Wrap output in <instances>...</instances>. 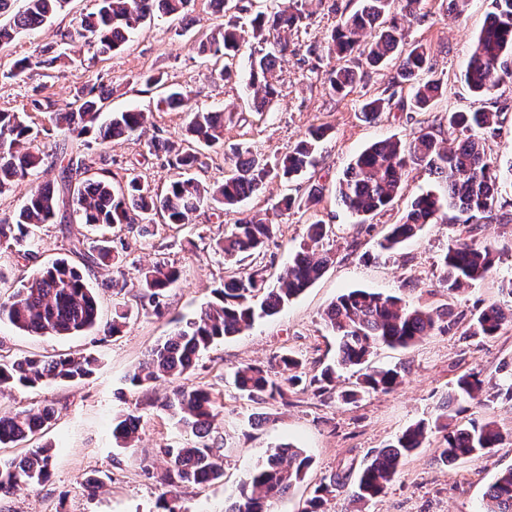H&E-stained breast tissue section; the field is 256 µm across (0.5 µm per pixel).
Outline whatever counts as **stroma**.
I'll use <instances>...</instances> for the list:
<instances>
[{
  "label": "stroma",
  "instance_id": "obj_1",
  "mask_svg": "<svg viewBox=\"0 0 512 512\" xmlns=\"http://www.w3.org/2000/svg\"><path fill=\"white\" fill-rule=\"evenodd\" d=\"M357 6L358 0H310L308 9L313 16L298 34L300 51L277 67L275 80L280 94L261 114L254 112L241 85L211 77L212 61L197 52L198 45L221 22L210 0H192L187 17L181 21L165 16L152 19L110 56L82 50L75 63L58 77L36 70L18 81L9 78L8 71L14 59L56 45L60 32L72 28L80 14L91 10L92 0H70L36 37L23 34L0 49V112L21 111L34 99L61 107L73 101L77 89L93 85L107 93V111L134 109L146 113L142 136L95 143L86 151L92 158L105 157L106 169L116 182L125 181L132 170L152 187H164L174 175L166 148L182 147L188 115L197 110H220L226 116L223 149L205 152L203 166L194 171L198 180L211 184L223 181L229 173L235 147L247 146L275 159L309 126L330 128L313 166L304 175L290 184L272 180L241 205L248 213L274 216L273 207L283 196L299 197L312 186L321 187L315 207L275 216V236L263 254L247 258L245 264L265 268L269 284H276L303 246L307 225L318 220L329 228L324 247L333 261L278 314L259 319L251 328L225 339L183 377V385L208 389L221 398L223 419L214 439L223 448L224 475L207 484L176 488L182 512H224L225 504L237 498L245 475L271 449L288 442L302 448L311 457L312 466L305 482L276 500L271 510L301 512L311 488L322 478L334 473L356 477L364 461L406 427L419 421L432 426L444 412L454 427L475 420L494 421L504 440L488 453L446 467L438 462L436 453L444 442L443 434L432 427L422 448L403 461L385 495L365 505L364 512H480L488 485L501 470L512 467V400L497 393L498 384L504 380V366L512 363V322L505 323L492 337L465 335L473 314L485 306H512V298L501 291L502 283L512 279V223L481 220L477 239L495 248V266L484 279L451 294L438 286L436 261L449 239L461 233L462 214L451 211L444 221L425 225L395 252L382 253L377 247L378 240L406 214L414 198L428 190H441V183L421 170H408L393 205L363 224L338 205L335 192L343 170L365 147L390 137L409 139L424 120L447 126L452 111L497 112L500 133L486 138L485 150L503 162L512 158V77L482 97L470 93L459 80L493 10L492 0H424L423 19L407 23L405 33L408 42L428 48L436 75L447 90L428 112L395 107L373 123L361 118L360 107L367 99L388 96L392 67L364 68L362 80L344 96L331 94L326 84L327 73L335 64L324 51L326 37L339 13L351 12ZM147 74L162 75L164 86L146 85L143 77ZM167 86L189 93L178 109L158 105ZM154 139L163 143V150L149 151L148 143ZM236 218L232 211L219 216L203 209L184 224L156 222L146 237L124 226L112 228L113 240L124 244L122 256L128 272L158 262L179 271L178 281L165 294L161 315L156 316L142 309L136 288L113 294L108 286L111 269L83 266L96 294L101 322L111 321L115 304L131 310L132 317L121 335L38 336L8 322L0 323L2 360L89 353L98 359L95 372L85 379L0 393V413L45 404L56 410L52 425L44 433L0 448V458L19 459L42 443L53 445L49 478L39 486L22 487L0 497V512H156V501L165 490L161 450L182 445L187 434L160 406L173 388L171 382L136 389L127 376L153 345L212 301L214 289L231 271L214 245ZM100 235V230L81 224L66 208L57 223L43 226L34 255L26 256L0 244V271L5 274L0 295L8 294L10 285L20 277L58 257L66 255L74 264L83 265L81 257L71 253L72 243L87 245ZM351 289L399 292L410 304L450 311L457 324L451 332L433 334L405 349H373L367 367L392 368L402 377L391 392L343 402L339 392L356 380L352 371L343 370L336 374L334 393L320 397L306 387L290 391L286 399L261 404L239 397L232 384V373L238 367L264 365L275 355L289 353L302 361L304 371L311 376L331 363L336 339L327 332L322 315L339 294ZM472 371L485 379L486 391L494 395V402L487 407L474 401L447 405L457 379ZM130 412L139 418L137 439L133 448L121 449L112 437V421ZM91 475L104 480L94 493L85 487V479Z\"/></svg>",
  "mask_w": 512,
  "mask_h": 512
}]
</instances>
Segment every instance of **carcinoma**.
I'll return each instance as SVG.
<instances>
[{
    "label": "carcinoma",
    "instance_id": "carcinoma-1",
    "mask_svg": "<svg viewBox=\"0 0 512 512\" xmlns=\"http://www.w3.org/2000/svg\"><path fill=\"white\" fill-rule=\"evenodd\" d=\"M15 0H0V15L12 11ZM191 0H93L90 12L81 15L71 30L60 33V43L71 44L80 39L95 54L106 56L122 48L137 31L155 15L180 17ZM218 13L224 17L210 40L197 50L216 59L232 60L242 49H249L245 75L246 89L252 106L262 112L278 95L272 82L277 62L296 54L297 44L291 34L307 26L311 13L306 0H293L281 7L275 0L264 11L243 18L250 12L242 0H219ZM68 0H23L14 12L12 23L0 25V47L18 35L34 31L65 9ZM422 0H362L360 9L343 13L327 36L328 52L338 59L358 55L370 66L396 60L391 84L401 89L410 87V108L426 112L444 93L443 81L434 75L430 52L421 44L407 51L399 50L404 42V28L397 18L415 19ZM494 11L477 37L462 79L477 95L491 93L512 73V0H493ZM71 58L67 52L48 48L37 55L13 61L8 77L21 79L33 69L61 71ZM360 77L348 66L331 69L329 89L342 94ZM392 106V98H374L364 103L363 115L374 120ZM96 87L77 91L75 101L49 112V122L72 141L85 145L86 139L105 142L112 138L140 133L146 115L136 110L104 112ZM499 131V113L491 111L452 112L448 117V133L433 124L420 122L412 139L386 138L359 153L347 166L336 184V199L352 215L367 218L393 202L402 188L403 178L411 166L423 169L445 185L443 194L427 191L418 195L411 208L380 243L390 251L415 237L426 224L445 217L453 210L468 215L470 220L492 217L501 184L512 179V164L500 172L483 147L486 135ZM327 135V128L309 129L307 136L290 147L274 164L253 154L250 148L236 149L231 173L220 184L204 185L188 175L199 164L196 152L176 151L169 165L176 169L165 190L155 191L136 175L115 185L107 177L94 172L98 161L66 158V152L55 143L48 150H30L33 127L20 112H0V193L10 190L18 181L38 174L46 161H67L60 167V188L51 183L36 185L21 207L8 220L0 221V241L27 255H33L38 230L56 222L66 202L83 224L113 227L136 226L139 233H150V224L159 216L170 224H183L188 215L208 208L220 213L232 211L250 196L261 192L270 179L288 181L297 178L307 165L317 144ZM185 136L196 144L213 148L224 145V113L200 110L192 113ZM321 191L313 188L305 199L285 196L274 206L273 215L303 205H315ZM276 230L272 219L241 214L224 239L215 247L224 260L237 264L253 255L270 240ZM309 243L298 251L277 279L278 286L269 288L264 268L241 275L233 274L214 289V301L199 315L185 321L148 352L145 360L129 375L133 387H142L162 378L186 375L203 353L224 339L250 328L255 318L278 313L300 295L324 272L329 256L323 248L325 225L308 226ZM93 263L105 267L121 266L123 258L111 241L92 247ZM495 251L471 237L450 241L440 257L439 282L454 294L472 281L484 278L493 268ZM176 268L156 263L138 270L142 307L160 312L162 297L178 280ZM130 313L117 305L107 332L122 333ZM14 327L40 335L67 336L99 327L95 293L88 288L83 273L67 259L58 258L51 265L22 283L5 298H0V320ZM326 328L336 336V362L345 368L362 365L371 349L378 345L406 348L435 332H450L456 319L448 312L432 311L412 305L395 294L352 289L341 293L323 314ZM507 320L504 309L492 303L470 324L465 335H496ZM97 359L91 355L60 357L53 360L23 357L0 361V392L14 388H34L51 380L76 381L89 376ZM302 362L283 353L275 358V368L249 365L234 372L233 384L239 395L260 404L284 397L286 390L303 383ZM335 368L328 366L313 377L309 385L323 395L333 390ZM402 382L394 370H372L362 375L355 388L343 391L339 398L354 402L365 392H389ZM484 380L476 373L460 376L447 404L461 399L478 400ZM163 409L178 424L197 438L208 436L220 415L217 398L203 388L178 386L162 403ZM54 419V410L45 405L10 415L0 416V447L35 437ZM446 430L444 445L437 449L438 461L450 466L461 458L488 452L500 445L503 434L492 421L473 423L468 427ZM138 419L132 413L113 420L112 435L119 446H133ZM425 423L405 428L396 439L379 450L362 468L350 502L366 504L381 497L402 461L420 448L426 438ZM166 458L163 476L168 487L200 484L219 479L223 474L221 448L206 443L188 442L179 448H164ZM51 449L46 446L29 449L20 460L0 458V495H7L20 485L34 487L49 476ZM311 467V458L303 450L285 444L271 451L265 460L248 472L242 480L239 495L225 512H270L274 500L285 496L302 482ZM344 484L336 477L322 479L311 491L302 512H326L328 502ZM481 512H512V468L502 470L483 496Z\"/></svg>",
    "mask_w": 512,
    "mask_h": 512
}]
</instances>
